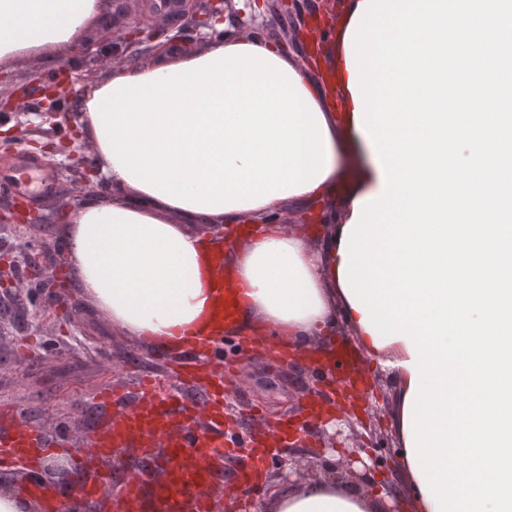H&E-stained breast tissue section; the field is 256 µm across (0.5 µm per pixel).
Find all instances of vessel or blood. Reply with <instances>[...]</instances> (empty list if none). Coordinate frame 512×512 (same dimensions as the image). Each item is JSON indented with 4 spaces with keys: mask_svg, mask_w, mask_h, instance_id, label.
Masks as SVG:
<instances>
[{
    "mask_svg": "<svg viewBox=\"0 0 512 512\" xmlns=\"http://www.w3.org/2000/svg\"><path fill=\"white\" fill-rule=\"evenodd\" d=\"M59 173L48 161L20 152L12 166L0 170V186L11 193L37 202L52 196L59 187ZM215 340L185 347V358L174 374L179 388L169 394L156 390L152 379H142L137 387V403L125 409V394L100 392L102 401L118 407L108 430L91 453L109 455L132 442H139L144 459L158 461L165 472L163 483L150 485L147 471L127 477L121 512H150L151 499L163 502V512H210L212 505L203 495L212 459L224 456L249 458L227 490L228 499L239 497L241 488L256 485L260 474L274 456L271 448L239 436L224 421V386L209 380L204 364L212 356ZM163 442L164 458L156 456V442ZM47 445L45 434L36 427L17 425L0 432V461H33Z\"/></svg>",
    "mask_w": 512,
    "mask_h": 512,
    "instance_id": "vessel-or-blood-1",
    "label": "vessel or blood"
}]
</instances>
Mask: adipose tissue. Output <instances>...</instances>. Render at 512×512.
I'll use <instances>...</instances> for the list:
<instances>
[{
	"mask_svg": "<svg viewBox=\"0 0 512 512\" xmlns=\"http://www.w3.org/2000/svg\"><path fill=\"white\" fill-rule=\"evenodd\" d=\"M98 0H0V62L27 54L61 59L96 18ZM346 51H337L335 105L328 85L261 35L217 40L150 66L110 70L83 100L113 201L90 199L70 217L65 267L94 313L113 330L169 351L217 335L221 294L238 307L234 330L282 336L290 349L335 355L326 339L345 324L365 353L398 377L389 424L400 445L397 479L414 512H433L406 447L404 404L412 375L405 341L375 343L339 278L341 239L353 206L381 193L369 161L343 182L340 149L367 145L355 122ZM346 193L322 210L316 232L258 218L280 204L305 206ZM232 231L224 278L213 268L214 238ZM376 498L331 481L292 488L266 512H377Z\"/></svg>",
	"mask_w": 512,
	"mask_h": 512,
	"instance_id": "obj_1",
	"label": "adipose tissue"
}]
</instances>
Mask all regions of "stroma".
<instances>
[{
    "mask_svg": "<svg viewBox=\"0 0 512 512\" xmlns=\"http://www.w3.org/2000/svg\"><path fill=\"white\" fill-rule=\"evenodd\" d=\"M121 0H100L93 24L76 38L66 58L77 86L87 77H101L108 69L113 43L101 39L106 22L117 20ZM58 63L21 56L0 64V84L32 87L52 82ZM80 115L69 100L46 109L40 95H33L24 112H0V167L9 164L17 150L54 163L60 172L59 193H67L78 164L96 163L93 143L80 131ZM19 205L38 216L35 224H0V265L17 262L18 279L1 280L0 295H22V307L12 308L0 325V430L9 424L28 423L50 436L47 455L68 458L77 471H86L90 457L85 450L111 421L112 410L98 401L104 387L133 391L139 376L155 375L161 387L173 386L171 352L158 350L143 340L114 334L108 319L87 312L85 300L74 288L63 266H41L40 276L57 280L54 288L36 287L27 275L30 263L45 252L62 251L66 219L54 200L35 205L17 201L0 189V207ZM86 315L88 328L77 325ZM235 363L233 373L223 374V362ZM361 377L368 383L369 401L349 416L362 433L356 456L377 454L388 464L365 484L366 492L385 498L394 485L399 448L387 420L388 400L396 379L366 354H359ZM210 378H222L227 391L225 415L237 421L241 434L265 431L282 414H296L308 399L293 383L312 377L304 358L275 354L258 345L247 346L242 336L224 339L221 359L206 365Z\"/></svg>",
    "mask_w": 512,
    "mask_h": 512,
    "instance_id": "1",
    "label": "stroma"
}]
</instances>
